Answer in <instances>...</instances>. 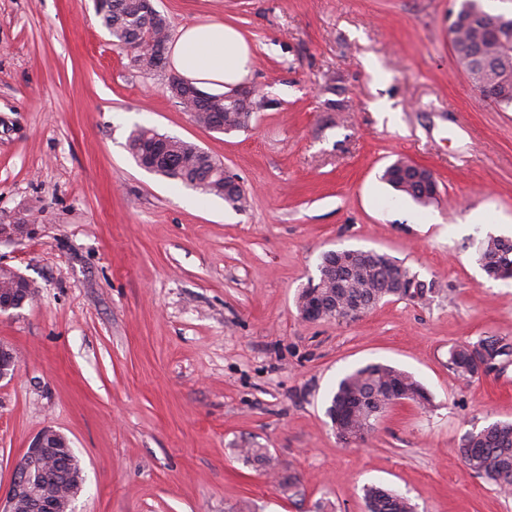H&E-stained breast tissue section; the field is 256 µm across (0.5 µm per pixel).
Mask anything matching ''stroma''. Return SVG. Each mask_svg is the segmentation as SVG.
Segmentation results:
<instances>
[{
	"label": "stroma",
	"mask_w": 512,
	"mask_h": 512,
	"mask_svg": "<svg viewBox=\"0 0 512 512\" xmlns=\"http://www.w3.org/2000/svg\"><path fill=\"white\" fill-rule=\"evenodd\" d=\"M458 3L156 0L171 32L222 21L251 47V124L218 133L133 66L91 0H0V224L28 220L0 263L39 294L0 315L19 356L0 381L1 487L51 427L85 477L72 512H366L371 485L416 512H512L457 451L512 421V368L468 385L448 369L455 343L512 340V280L477 261L487 236L512 239V108L458 66ZM139 126L222 160L246 207L140 168ZM399 158L434 173L437 202L382 181ZM336 249L386 253L437 291L303 321L297 294ZM369 363L412 373L431 403L346 447L326 409Z\"/></svg>",
	"instance_id": "obj_1"
}]
</instances>
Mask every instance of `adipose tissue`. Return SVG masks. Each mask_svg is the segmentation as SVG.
Listing matches in <instances>:
<instances>
[{
    "mask_svg": "<svg viewBox=\"0 0 512 512\" xmlns=\"http://www.w3.org/2000/svg\"><path fill=\"white\" fill-rule=\"evenodd\" d=\"M243 35L222 22L181 27L171 45L175 70L202 90L225 93L240 85L252 65Z\"/></svg>",
    "mask_w": 512,
    "mask_h": 512,
    "instance_id": "adipose-tissue-1",
    "label": "adipose tissue"
}]
</instances>
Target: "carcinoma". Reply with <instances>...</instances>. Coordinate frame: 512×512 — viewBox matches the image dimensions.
Returning <instances> with one entry per match:
<instances>
[{
  "instance_id": "cac0c4a2",
  "label": "carcinoma",
  "mask_w": 512,
  "mask_h": 512,
  "mask_svg": "<svg viewBox=\"0 0 512 512\" xmlns=\"http://www.w3.org/2000/svg\"><path fill=\"white\" fill-rule=\"evenodd\" d=\"M481 2L460 0V15L467 18L468 23L452 32L457 60L474 82L478 75L472 68L470 52L479 51L489 60L497 61L493 76L505 79L512 74V16L498 14L497 21L490 22L486 20L488 12L481 16L475 13V7ZM94 10L113 44L130 52L137 68L153 70L156 66L155 47L169 38L167 18L142 12L138 0H109L104 6L94 4ZM182 106L197 122L213 131L243 128L239 121L241 112L235 105L228 104L216 112L208 100L190 97ZM128 150L139 166L147 164V157L160 151L168 163L152 169L153 173L179 181L205 195L221 197L238 210L245 208V191L224 196L223 181L212 174L218 161L192 142L140 127L129 136ZM381 179L421 206H428L437 199V194L424 180L399 177L394 163L383 171ZM354 253V273L340 282L331 274V265L336 260L326 252L321 256L317 277V283L321 284L319 292L337 306H343L346 298L351 296L367 303L372 299L387 298L391 292L390 283L399 278L423 288L422 301L433 293L435 281L419 279L417 273L391 257L378 253L365 260L361 258L364 250L356 249ZM478 262L490 278H512V240L488 236L481 242ZM511 365L512 341L503 337L486 336L476 342L454 344L448 350V368L465 382L499 374ZM393 395L422 404L430 402L411 373L388 364H366L343 376L326 410L336 438L341 441L352 438L357 444L365 441L387 411V402ZM459 452L473 475L500 491L512 493L511 421H495L479 430L467 431L461 438ZM365 501L368 512H415L409 499L379 487L367 488Z\"/></svg>"
}]
</instances>
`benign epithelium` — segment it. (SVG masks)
Returning a JSON list of instances; mask_svg holds the SVG:
<instances>
[{
    "instance_id": "1",
    "label": "benign epithelium",
    "mask_w": 512,
    "mask_h": 512,
    "mask_svg": "<svg viewBox=\"0 0 512 512\" xmlns=\"http://www.w3.org/2000/svg\"><path fill=\"white\" fill-rule=\"evenodd\" d=\"M168 87L176 96H199L201 92L188 80L176 73L170 74ZM255 95L252 87H242L228 94L211 97V104L219 108L226 101L250 102ZM36 298V289L32 282L17 270L0 265V314L21 309ZM365 313L360 301L353 300L341 309L325 302H319L303 312V319L315 322L336 315V319H355ZM18 358L14 350L0 344V380L14 374ZM72 453L68 440L52 427L42 429L33 442L13 466L12 479L7 489L0 490V512H18L22 507L28 512H68L73 493L64 497H38L32 485V474L38 472L45 476L48 465L59 459H65Z\"/></svg>"
}]
</instances>
